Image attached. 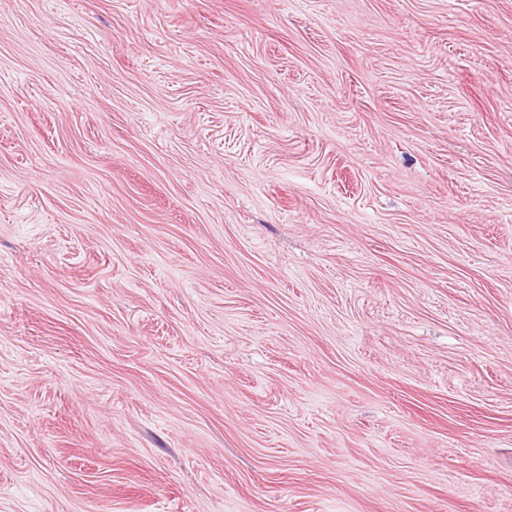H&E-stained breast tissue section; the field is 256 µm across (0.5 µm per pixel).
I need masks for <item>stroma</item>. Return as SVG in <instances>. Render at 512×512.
Instances as JSON below:
<instances>
[{
  "mask_svg": "<svg viewBox=\"0 0 512 512\" xmlns=\"http://www.w3.org/2000/svg\"><path fill=\"white\" fill-rule=\"evenodd\" d=\"M0 512H512V0H0Z\"/></svg>",
  "mask_w": 512,
  "mask_h": 512,
  "instance_id": "stroma-1",
  "label": "stroma"
}]
</instances>
